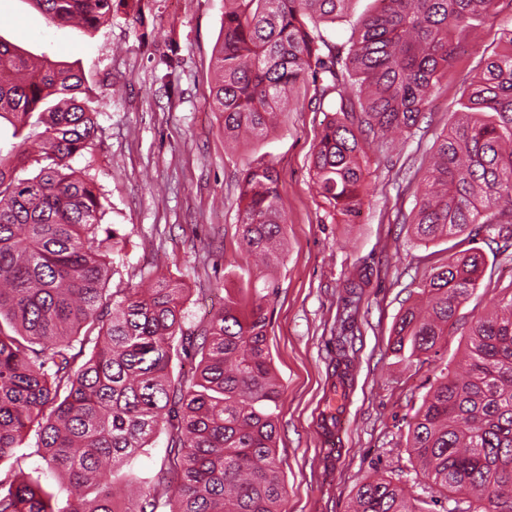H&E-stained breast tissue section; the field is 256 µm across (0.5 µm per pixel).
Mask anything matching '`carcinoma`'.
I'll return each mask as SVG.
<instances>
[{"label":"carcinoma","instance_id":"cac0c4a2","mask_svg":"<svg viewBox=\"0 0 512 512\" xmlns=\"http://www.w3.org/2000/svg\"><path fill=\"white\" fill-rule=\"evenodd\" d=\"M56 26L90 35L112 0H28ZM349 0H224L208 105L224 138L267 135L290 92L308 78L337 94L310 170L329 216L351 223L370 195L361 159L392 131L418 130L461 36L497 19L512 0H379L347 47L321 33ZM485 60L463 110L418 168L424 188L408 223L419 242L472 236L512 247V29ZM350 79L351 91L340 89ZM74 62L27 56L0 38V462L35 431L51 472L83 494L51 503L23 470L0 479V512H115L114 468L130 465L157 431L169 441L147 491L125 512H286L276 457L279 388L267 345L263 278L251 298L227 295L196 332L182 329L184 289L164 277L145 292L108 288L117 230L100 236L102 194L88 168L98 111ZM39 171L20 176L30 162ZM245 252L279 262L286 225L279 176L249 163L240 180ZM483 263L471 247L419 284L428 311L406 309L393 351L425 363L438 355ZM370 272L347 279L342 325L352 323ZM467 332L466 372L440 371L408 429V450L429 488L461 496L445 512H512V297ZM194 354L190 377L173 361ZM355 351L340 338L336 366ZM353 512H420L386 478L361 484Z\"/></svg>","mask_w":512,"mask_h":512}]
</instances>
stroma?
Returning a JSON list of instances; mask_svg holds the SVG:
<instances>
[{"mask_svg": "<svg viewBox=\"0 0 512 512\" xmlns=\"http://www.w3.org/2000/svg\"><path fill=\"white\" fill-rule=\"evenodd\" d=\"M223 20L224 0H112L109 21L85 35L50 25L28 0H0V38L34 57L79 63L96 97L94 150L73 165L90 167L103 195L102 224L124 239L109 288L148 285L154 267H161L185 290L187 332L206 322L226 294L253 289L264 268L244 250L239 178L248 162L275 166L287 225L282 259L272 270L267 345L280 390L277 457L288 512H351L358 487L380 476L424 498L427 481L407 450L408 425L441 368L464 371L465 334L512 286V261L477 239L485 265L475 296L459 307L456 329L434 361L408 362L391 350L393 325L419 302L417 285L431 268L464 244L456 238L417 242L402 217L419 185L412 172L459 111L483 59L512 28V13L464 38L417 134L369 150L363 167L371 194L349 224L328 216L311 176V153L330 107L319 98L320 83L297 87L267 136L225 141L208 106ZM360 267L371 277L355 322L344 445L331 461L316 418L334 383L344 281ZM167 445V434L158 433L131 473L115 476L116 512H126L143 479L159 470ZM19 468L54 501L65 502L69 487L42 460L36 435L0 464V479Z\"/></svg>", "mask_w": 512, "mask_h": 512, "instance_id": "35a3bbf8", "label": "stroma"}]
</instances>
